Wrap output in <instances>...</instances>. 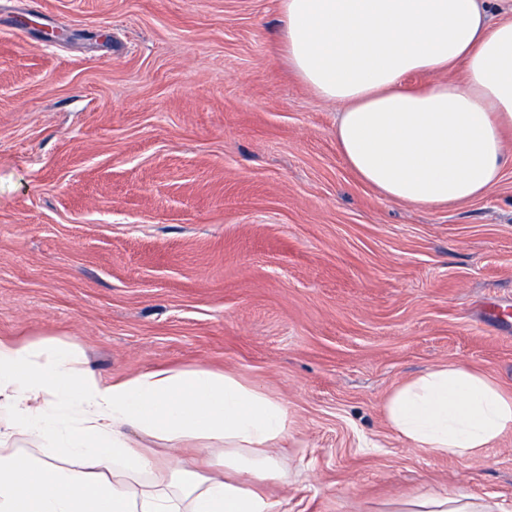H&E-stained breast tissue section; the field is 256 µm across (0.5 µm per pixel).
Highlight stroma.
I'll return each mask as SVG.
<instances>
[{"instance_id":"1","label":"stroma","mask_w":512,"mask_h":512,"mask_svg":"<svg viewBox=\"0 0 512 512\" xmlns=\"http://www.w3.org/2000/svg\"><path fill=\"white\" fill-rule=\"evenodd\" d=\"M279 18V0H0V338L75 343L105 381L203 363L281 400V512L512 503V431L458 459L384 414L443 364L512 394V168L454 207L382 198ZM394 512H509L502 502H489L472 495L448 490L432 495L401 498Z\"/></svg>"}]
</instances>
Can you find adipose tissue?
Masks as SVG:
<instances>
[{
	"label": "adipose tissue",
	"instance_id": "obj_1",
	"mask_svg": "<svg viewBox=\"0 0 512 512\" xmlns=\"http://www.w3.org/2000/svg\"><path fill=\"white\" fill-rule=\"evenodd\" d=\"M279 38L303 84L341 108L336 146L387 200L454 206L482 197L512 156V17L484 0H280ZM463 70L462 82L440 80ZM416 73L436 75L421 88ZM417 448L471 458L512 430V394L463 365L425 371L385 404ZM282 401L208 365L109 382L64 341L0 339V512H276ZM221 452L220 475L159 461L133 434ZM42 441V455L10 450ZM395 512H511L456 491L401 498Z\"/></svg>",
	"mask_w": 512,
	"mask_h": 512
}]
</instances>
